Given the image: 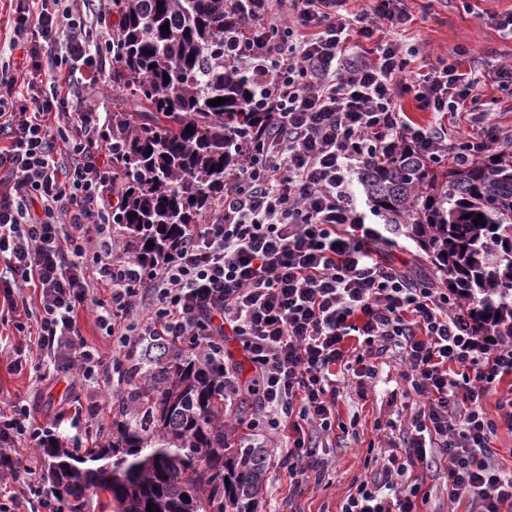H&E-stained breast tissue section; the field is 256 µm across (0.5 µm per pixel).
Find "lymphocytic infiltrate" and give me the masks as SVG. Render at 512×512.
<instances>
[{
  "mask_svg": "<svg viewBox=\"0 0 512 512\" xmlns=\"http://www.w3.org/2000/svg\"><path fill=\"white\" fill-rule=\"evenodd\" d=\"M13 58H0V298L14 327L35 334L45 377L90 386L72 420L104 432L99 384L135 366L142 346L203 354L224 396H252L267 439L281 442L294 488L323 474L318 451L335 431L336 381L347 338L362 339L357 377L374 378L373 355L394 353L420 402L403 429V454L381 457L343 512H416L411 470L443 463L448 502L464 512L512 505V472L490 445L512 429V336L470 316V301L408 277L387 257L395 241L372 223L356 184L371 163L412 145L433 162L460 165L504 145L512 127L453 142L408 121L401 104L488 115L460 60L413 69L394 35L412 19L407 0H224V63L249 75V108L269 123L240 144L224 199L189 225L152 269L121 252L112 226L124 196L112 180L109 117L86 94L103 74L92 17L102 0H10ZM51 68L42 71V57ZM33 106L17 104V84ZM33 286L36 299L16 297ZM88 313L112 340L101 352L81 333ZM235 336L253 371L224 367ZM498 393L501 420L484 401ZM56 423L37 424L14 400L0 406V512H61L22 447L58 446Z\"/></svg>",
  "mask_w": 512,
  "mask_h": 512,
  "instance_id": "obj_1",
  "label": "lymphocytic infiltrate"
}]
</instances>
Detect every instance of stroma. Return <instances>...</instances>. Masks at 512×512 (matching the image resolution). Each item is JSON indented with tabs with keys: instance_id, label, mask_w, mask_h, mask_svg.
<instances>
[{
	"instance_id": "obj_1",
	"label": "stroma",
	"mask_w": 512,
	"mask_h": 512,
	"mask_svg": "<svg viewBox=\"0 0 512 512\" xmlns=\"http://www.w3.org/2000/svg\"><path fill=\"white\" fill-rule=\"evenodd\" d=\"M511 10L512 0H412V20L399 33L405 48L415 51L416 66L426 69L451 58L458 48L468 49L461 69L477 78L485 99L498 100L492 121L505 127L512 125V90L497 87L490 76L500 62L512 61V38L490 25L486 15ZM24 342L12 323L0 321V400H24L41 422L53 418L62 405L75 403L77 394L68 379H40L36 358L14 369L8 350ZM376 368L373 379L350 372L336 376L338 428L320 452L329 464L322 482L297 490L285 469L269 467L255 512H341L375 459L398 444V428L417 400L395 359H384Z\"/></svg>"
}]
</instances>
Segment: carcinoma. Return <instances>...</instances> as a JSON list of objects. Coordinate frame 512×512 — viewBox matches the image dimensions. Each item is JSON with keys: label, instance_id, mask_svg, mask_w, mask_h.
<instances>
[{"label": "carcinoma", "instance_id": "obj_1", "mask_svg": "<svg viewBox=\"0 0 512 512\" xmlns=\"http://www.w3.org/2000/svg\"><path fill=\"white\" fill-rule=\"evenodd\" d=\"M112 13V82L140 105L112 113L120 144L112 177L125 194L119 223L151 266L224 196L238 160L225 130L250 137L268 113L246 109L247 74L224 66V0H112ZM216 98L227 102L207 104ZM361 186L376 217L405 228L448 285L478 301L477 321L512 336V153L440 175L405 147ZM224 405L215 371L197 356L144 358L130 371L107 444L82 455L47 449L49 494L68 512H83L90 493L105 496L108 512H254L268 450L224 430Z\"/></svg>", "mask_w": 512, "mask_h": 512}]
</instances>
